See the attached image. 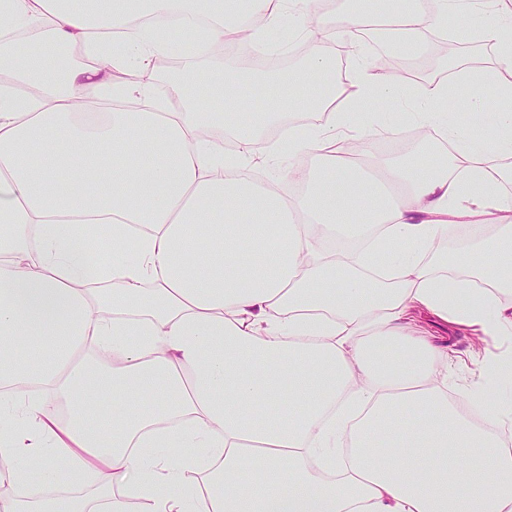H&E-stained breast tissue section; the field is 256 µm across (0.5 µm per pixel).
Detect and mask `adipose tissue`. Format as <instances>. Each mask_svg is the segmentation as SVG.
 <instances>
[{
  "mask_svg": "<svg viewBox=\"0 0 512 512\" xmlns=\"http://www.w3.org/2000/svg\"><path fill=\"white\" fill-rule=\"evenodd\" d=\"M294 14L312 43L294 74L198 78L215 44L249 23L263 44ZM365 26L316 0H0V512H512V446L471 415L512 423V403L449 397L447 348L409 323L423 308L512 335V11L480 34L494 67L460 73L504 100L473 97L480 137L447 83L409 95L366 62ZM34 28L54 55H18L14 32ZM340 32L362 59L342 108L323 49ZM189 42L194 62L155 97V58ZM75 44L109 66L61 68ZM258 87L273 99L239 115ZM105 92L127 107L78 110ZM398 101L448 148L373 182L338 144L394 134L367 117ZM270 131L268 161L318 157L289 171L305 193L246 176ZM452 217L495 231L455 263L424 260ZM34 472L98 483L37 496Z\"/></svg>",
  "mask_w": 512,
  "mask_h": 512,
  "instance_id": "1",
  "label": "adipose tissue"
}]
</instances>
